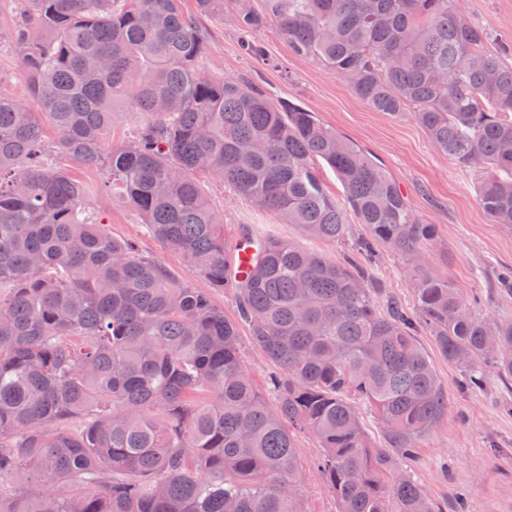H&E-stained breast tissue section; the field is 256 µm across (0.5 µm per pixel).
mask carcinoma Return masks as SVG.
Returning <instances> with one entry per match:
<instances>
[{"mask_svg":"<svg viewBox=\"0 0 512 512\" xmlns=\"http://www.w3.org/2000/svg\"><path fill=\"white\" fill-rule=\"evenodd\" d=\"M181 2L18 0L9 41L36 106L0 93V512H304V432L322 448L338 512H440L403 467L448 416L418 329L469 389L489 368L512 380V321L472 313L435 270L424 251L435 226L371 155L247 77L202 75L208 36ZM196 4L243 29L273 19L294 53L374 111L412 110L438 150L483 173V212L512 226V44L486 49L488 33L455 0ZM121 108L145 122L111 146ZM63 158L100 180L75 178ZM210 177L306 237L410 261L416 313L380 309L382 289L351 260L248 229L262 253L236 280L224 218L200 189ZM109 193L138 213L139 232L235 290L278 369L274 404L210 295L102 231L89 201ZM351 216L366 235H351ZM361 405L381 424L380 446Z\"/></svg>","mask_w":512,"mask_h":512,"instance_id":"carcinoma-1","label":"carcinoma"}]
</instances>
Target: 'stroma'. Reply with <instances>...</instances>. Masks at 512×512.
I'll list each match as a JSON object with an SVG mask.
<instances>
[{
	"label": "stroma",
	"mask_w": 512,
	"mask_h": 512,
	"mask_svg": "<svg viewBox=\"0 0 512 512\" xmlns=\"http://www.w3.org/2000/svg\"><path fill=\"white\" fill-rule=\"evenodd\" d=\"M472 22L485 28L488 49L512 41V0H455ZM17 0H0V91L27 99V73L7 41ZM209 32V45L198 60L199 70L212 77H248L273 99H291L316 112L327 126L368 152L397 182L411 209L436 234L426 251L436 269L459 289L476 313L512 319V297L498 288L502 271L512 268V227L495 224L480 209L476 196L479 175L459 168L435 148L413 114L392 117L366 105L336 73L310 58L295 54L275 22L247 30L225 16H200ZM262 45L265 56L244 54L243 41ZM217 212L224 216V242L235 247L243 225L258 234H271L303 247L343 256L347 249L302 236L295 225L238 195L217 180L202 184ZM105 230L114 237L137 236V214L108 196L91 203ZM370 277L385 296L407 311L416 301L410 287L409 262L385 248L366 263ZM418 340L448 392V417L423 438L410 467L443 512H455L459 496H466L470 512H512V415L502 409L512 402L496 375L480 388L459 387L460 369L437 350L429 329ZM297 452L303 465L304 512H336V499L316 468L321 454L313 436L299 435Z\"/></svg>",
	"instance_id": "stroma-1"
}]
</instances>
